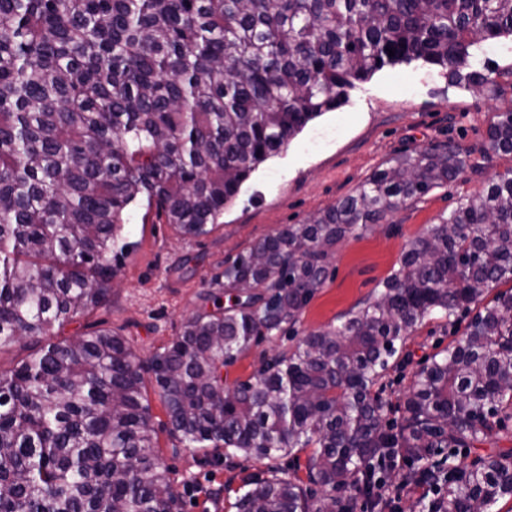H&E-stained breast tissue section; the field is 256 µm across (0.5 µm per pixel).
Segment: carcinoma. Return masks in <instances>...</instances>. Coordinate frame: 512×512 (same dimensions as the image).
Returning a JSON list of instances; mask_svg holds the SVG:
<instances>
[{
	"instance_id": "carcinoma-1",
	"label": "carcinoma",
	"mask_w": 512,
	"mask_h": 512,
	"mask_svg": "<svg viewBox=\"0 0 512 512\" xmlns=\"http://www.w3.org/2000/svg\"><path fill=\"white\" fill-rule=\"evenodd\" d=\"M512 37V0H0V512H173L144 374L170 432L203 458L309 451L307 477L272 468L237 512H375L386 457L441 485L423 512H491L512 498V168L412 240L371 296L224 387V367L293 327L329 276L336 245L383 224L468 166L451 142L401 154L304 224L238 255L181 333L141 361L118 333L62 327L103 306L141 205L182 236L218 225L267 160L386 66L422 61L467 89L482 44ZM394 55H388V50ZM487 146L512 156V111ZM474 312L465 340L425 359L405 416L379 393L406 339L436 316Z\"/></svg>"
}]
</instances>
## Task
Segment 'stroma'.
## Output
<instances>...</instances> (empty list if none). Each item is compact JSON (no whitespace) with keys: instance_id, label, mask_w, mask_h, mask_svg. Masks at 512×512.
Segmentation results:
<instances>
[{"instance_id":"35a3bbf8","label":"stroma","mask_w":512,"mask_h":512,"mask_svg":"<svg viewBox=\"0 0 512 512\" xmlns=\"http://www.w3.org/2000/svg\"><path fill=\"white\" fill-rule=\"evenodd\" d=\"M483 57L497 71V94L449 85L444 71L419 61L375 73L352 91L346 106L311 121L261 165L209 235H179L155 212L138 209L122 232L131 248L121 261L109 301L60 329L59 337L106 327L125 336L141 359H150L180 333L212 278L257 241L282 225L305 223L400 153L448 141L470 153L471 166L456 181L403 207L389 223L337 246L330 275L302 311L296 329L304 333L335 322L398 266L411 240L512 167V156L485 150L493 117L512 109V41L496 42ZM468 322L465 315L452 324L432 319L411 333L408 359L381 381L382 395L391 405L389 419L401 421L420 363L461 339ZM292 343L286 333L253 345L225 367V385L248 380L265 358ZM146 386L157 453L178 499L176 512H236L233 503L244 479L263 475L267 461H203L169 433L154 381Z\"/></svg>"}]
</instances>
